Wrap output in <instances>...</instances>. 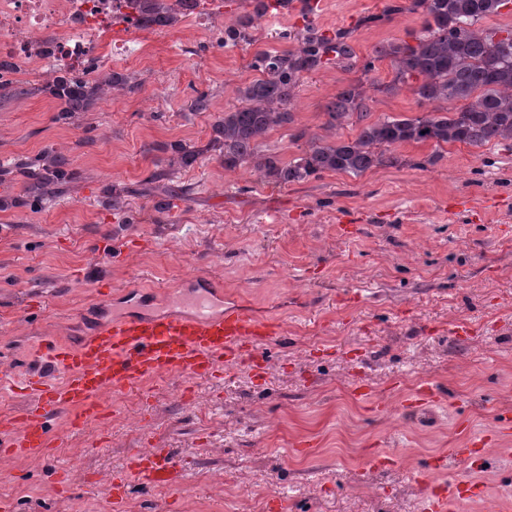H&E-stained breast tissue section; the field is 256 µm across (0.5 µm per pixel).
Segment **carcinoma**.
I'll return each mask as SVG.
<instances>
[{"mask_svg":"<svg viewBox=\"0 0 512 512\" xmlns=\"http://www.w3.org/2000/svg\"><path fill=\"white\" fill-rule=\"evenodd\" d=\"M248 9L236 26L224 30V44L249 42L255 23L268 15L295 12L303 27L287 32L283 39L295 47L259 52L252 67L260 77L238 89L239 105L224 111L212 124L208 143L201 147L181 141L167 144L171 152L167 166L158 161L144 179L152 184L168 178L171 168L191 167L210 151L218 153L224 169L248 165L275 185L304 181L324 172L358 176L376 167H398L402 161L394 150L402 144L432 141L435 146L463 143L483 146L492 141L512 142V27H484L481 21L498 16L512 0H410L407 6L389 3L382 13L360 17L354 26L332 31L314 22L317 4L312 0H245ZM130 8L145 26H164L160 0H130ZM418 13L424 35L416 43L387 42L373 50L374 58L389 59L394 79L385 86L392 91L401 85L411 89L420 103H445L443 111L421 117L384 116L371 119L365 104L363 83L340 90L326 106V127L360 126L352 140L318 142L312 138L303 155L290 161L259 149L273 130L295 122L288 104L304 76L331 65L352 69L357 55L353 34L403 11ZM122 88L135 93L140 84L109 70L103 77L57 76L42 88L60 106L61 115L87 112L105 88ZM26 178L29 199L50 200L71 173L66 160L51 166L17 165Z\"/></svg>","mask_w":512,"mask_h":512,"instance_id":"cac0c4a2","label":"carcinoma"}]
</instances>
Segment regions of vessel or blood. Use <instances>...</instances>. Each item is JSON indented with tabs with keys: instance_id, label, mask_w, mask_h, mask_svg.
<instances>
[{
	"instance_id": "b4317fda",
	"label": "vessel or blood",
	"mask_w": 512,
	"mask_h": 512,
	"mask_svg": "<svg viewBox=\"0 0 512 512\" xmlns=\"http://www.w3.org/2000/svg\"><path fill=\"white\" fill-rule=\"evenodd\" d=\"M223 292L209 286L188 299L183 311H145L124 314L99 326L80 345L57 341L45 346L44 362L27 377L29 401L21 413L0 416V455L39 456L52 445L50 419L68 416L72 431H80L102 416L100 396L120 392L146 378L177 375L188 381L210 379L225 367L242 362L264 370L265 346L280 339L282 330L272 319L257 316L233 304H223ZM438 388L425 385L406 399L405 412L427 414L440 398ZM488 438L468 437L460 447L436 457L417 485L421 512H448L449 499L483 503L486 512H507L504 501H484L468 473L481 470ZM465 469V476L451 486L436 483L434 473L451 466ZM131 476L152 487L179 489L184 474L166 449L132 454Z\"/></svg>"
}]
</instances>
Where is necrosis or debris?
Returning <instances> with one entry per match:
<instances>
[{
    "instance_id": "necrosis-or-debris-1",
    "label": "necrosis or debris",
    "mask_w": 512,
    "mask_h": 512,
    "mask_svg": "<svg viewBox=\"0 0 512 512\" xmlns=\"http://www.w3.org/2000/svg\"><path fill=\"white\" fill-rule=\"evenodd\" d=\"M177 11L205 37L223 42L222 0H179ZM148 35L128 0H0V86L34 69L97 75L113 57L142 59Z\"/></svg>"
}]
</instances>
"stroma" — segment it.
<instances>
[{"label":"stroma","instance_id":"1","mask_svg":"<svg viewBox=\"0 0 512 512\" xmlns=\"http://www.w3.org/2000/svg\"><path fill=\"white\" fill-rule=\"evenodd\" d=\"M387 2L317 0L316 22L354 27ZM422 23L406 11L356 29L355 50L370 59L380 43L413 41ZM294 24L289 14L259 21L251 44L231 48L176 24L142 63L113 58L140 91L107 93L89 112L59 116L36 75L20 81L27 95L0 98V166L61 156L76 174L52 200L24 207L11 204L24 177L0 183L10 203L0 209V414L19 411L9 382L36 367L44 339L76 345L112 315L180 309L192 278L278 319L286 336L268 346L263 376L244 364L210 380L147 379L105 393L104 419L81 432L53 418L49 453L6 463L8 512H268L276 495L282 512H419L418 473L467 432L512 419V144H405L402 166L288 186L207 154L174 170L190 194L167 216L140 193L160 145H204L255 78V54L285 48L281 33ZM361 76L336 66L306 75L294 128L355 138V125L326 129L324 110ZM199 91L209 111H192ZM364 96L376 118L432 109L406 86ZM113 188L124 210L108 206ZM460 324L470 332L457 338ZM423 382L443 397L409 418L402 402ZM359 383L369 400L355 395ZM138 448L172 449L184 486L133 481L113 503L105 481ZM383 450L395 464L371 467ZM470 478L487 499L512 498V436Z\"/></svg>","mask_w":512,"mask_h":512}]
</instances>
